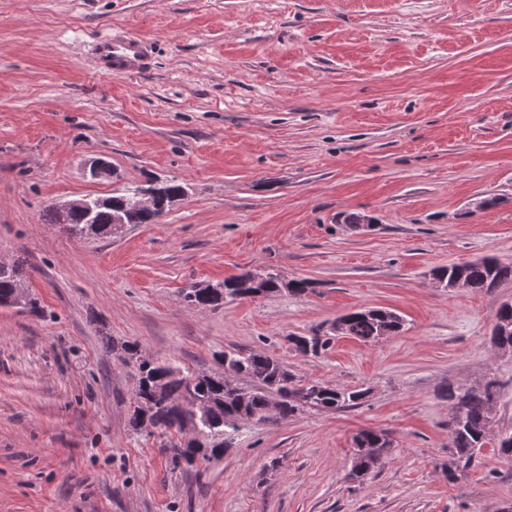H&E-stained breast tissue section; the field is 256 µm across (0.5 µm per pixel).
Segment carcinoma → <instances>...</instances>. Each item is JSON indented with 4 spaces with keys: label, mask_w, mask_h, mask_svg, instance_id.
<instances>
[{
    "label": "carcinoma",
    "mask_w": 512,
    "mask_h": 512,
    "mask_svg": "<svg viewBox=\"0 0 512 512\" xmlns=\"http://www.w3.org/2000/svg\"><path fill=\"white\" fill-rule=\"evenodd\" d=\"M152 179L133 188L112 194V203L106 197L93 196L98 238L110 237L112 215L117 206L126 209L131 224H153L166 214L177 199L183 197L185 187L176 179L164 181L163 192L152 200L146 210L136 208L138 195L150 187ZM46 224H59L71 238L86 240L90 225L86 224L83 211L61 213L48 206L42 213ZM438 284L448 289L467 288L491 292L499 285L512 281V262L484 257L466 263H452L433 271ZM22 265H0V307H9L15 289L25 282ZM282 288L301 296L313 288L308 279L283 282L274 272L246 271L223 283H194L183 294L184 301L195 306L218 307L224 303L249 298L254 293H272ZM339 326L332 331L346 330L364 343H374L381 336H394L403 328L400 315L383 309L364 308L338 317ZM494 328L501 329L499 343L512 348V304L503 303L496 313ZM293 348L305 355H318L331 342L329 333L313 332L311 335L288 337ZM121 349L127 358L137 363L136 386L133 392L135 404L132 423L143 426L141 406L153 410L149 416L151 427L161 436L183 431L191 419L189 410H179L173 402L183 398L205 401L206 418L199 421V430L211 451L228 448L241 429L250 424H263L271 420L270 413L285 419L304 411H337L359 406L368 396L367 389L340 388L328 382H302L277 359L242 349H226L216 360L231 375V381L215 375L200 373L189 375L168 361L150 358L139 353L136 343L125 342ZM503 384L494 377L469 387H454L444 391L448 399V477L470 467L484 447L490 433L491 421L496 413L497 402ZM392 442L386 434L372 429H362L354 436L353 456L360 458L361 465L373 470L390 451Z\"/></svg>",
    "instance_id": "obj_1"
}]
</instances>
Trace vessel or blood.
Masks as SVG:
<instances>
[{"instance_id": "vessel-or-blood-1", "label": "vessel or blood", "mask_w": 512, "mask_h": 512, "mask_svg": "<svg viewBox=\"0 0 512 512\" xmlns=\"http://www.w3.org/2000/svg\"><path fill=\"white\" fill-rule=\"evenodd\" d=\"M98 69L113 76L140 73L151 64L147 41L116 32L102 35L95 44Z\"/></svg>"}]
</instances>
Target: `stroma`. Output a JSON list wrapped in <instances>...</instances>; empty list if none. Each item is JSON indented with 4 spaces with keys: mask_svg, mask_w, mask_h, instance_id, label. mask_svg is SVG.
Listing matches in <instances>:
<instances>
[{
    "mask_svg": "<svg viewBox=\"0 0 512 512\" xmlns=\"http://www.w3.org/2000/svg\"><path fill=\"white\" fill-rule=\"evenodd\" d=\"M112 29L154 43L151 71L96 70ZM96 159L112 177L87 176ZM150 176L187 189L161 223L77 241L42 220ZM488 255L512 262V0H0V258L24 262L40 305L0 307V512H512L495 440L446 469V387L498 377L494 429L512 433V352L491 343L512 281L430 276ZM254 269L314 289L183 300ZM361 307L403 332L316 356L287 341ZM125 341L192 373L251 349L369 394L177 468L131 425ZM364 428L393 448L360 483Z\"/></svg>",
    "mask_w": 512,
    "mask_h": 512,
    "instance_id": "stroma-1",
    "label": "stroma"
}]
</instances>
